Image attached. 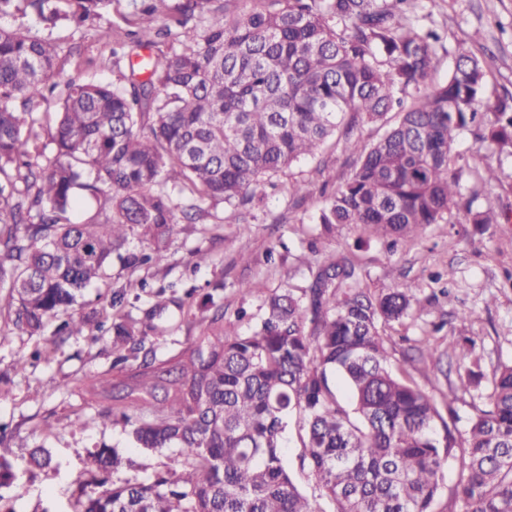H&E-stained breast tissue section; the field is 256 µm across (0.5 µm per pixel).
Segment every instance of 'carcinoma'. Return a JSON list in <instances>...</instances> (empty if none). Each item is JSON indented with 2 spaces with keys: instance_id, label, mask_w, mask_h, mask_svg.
<instances>
[{
  "instance_id": "obj_1",
  "label": "carcinoma",
  "mask_w": 512,
  "mask_h": 512,
  "mask_svg": "<svg viewBox=\"0 0 512 512\" xmlns=\"http://www.w3.org/2000/svg\"><path fill=\"white\" fill-rule=\"evenodd\" d=\"M177 0L163 27L141 10L133 47L163 36L148 74L102 83L53 80L58 46L42 25L97 29L112 0H0V313L5 327L52 338L101 330L83 290L102 279L131 234L154 245L126 257L161 264L180 219L220 203L255 206V191L332 136L357 156L316 223L346 224L373 238L413 237L458 205L455 144L512 146V93L485 99L482 62L463 48L448 79L429 82L439 35L409 22L416 0ZM54 99L53 120L41 111ZM380 125L370 146L355 129ZM211 303L200 336L164 360L145 347L141 322L112 324V381L80 424H120L135 448L167 453L146 479L103 478L80 512H322L282 458L289 420L299 424L300 471L333 512H436L445 466L462 481L450 499L463 512H512V364L493 372L456 434L436 401L389 367L383 329L430 303L395 285L372 293L349 258L314 263L307 286L264 302L250 334L224 335V306ZM451 394L481 387V356ZM350 402L336 393V377ZM106 475L123 458L97 448Z\"/></svg>"
}]
</instances>
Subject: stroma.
I'll use <instances>...</instances> for the list:
<instances>
[{
	"label": "stroma",
	"mask_w": 512,
	"mask_h": 512,
	"mask_svg": "<svg viewBox=\"0 0 512 512\" xmlns=\"http://www.w3.org/2000/svg\"><path fill=\"white\" fill-rule=\"evenodd\" d=\"M140 0H112L107 17L111 43L100 41L94 31L78 32L61 23L50 29L60 48L57 80L94 75L103 82L128 73V61L112 54L113 46L127 42L138 30ZM413 22L436 30L441 40L435 49L432 80L446 81L458 48H467L487 70V98L512 93V0H440L431 6L418 0ZM472 133L458 142L456 164L460 202L473 209L492 210V224H470L464 210H452L442 224H433L417 238L396 241L371 239L358 245L351 227L337 225L324 235L314 214L327 195L350 174V158L343 143L330 140L321 160H305L265 181L258 190L263 201L255 221L242 224L233 208L217 205L197 224L177 225L167 243V261L159 266H127L113 258L98 284L84 292V300L101 307L111 293L128 280L143 281L138 298L128 300L122 314L144 319L157 291L172 303L161 316L150 319L148 342L158 358L179 352L199 336L202 307L207 297L224 305V333L234 336L258 323L265 298L284 288L305 287L315 259L353 256L363 282L380 292L402 282L416 287L431 303L404 324L387 327L384 334L392 352L393 369H407L439 405H452L457 431H465L473 409L470 394L449 401L448 390L464 367L450 344L471 339L482 357L485 375L501 364H512V148H496L478 155ZM497 179L486 182V168ZM302 181L307 191L301 203L288 195L291 183ZM206 252L209 262L196 265L195 251ZM251 284L243 293L241 284ZM193 296V309L182 308ZM248 319L237 320L238 310ZM429 338L443 355L442 365L417 356V339ZM112 336H68L55 346L51 360H39L19 372V355L43 347L44 337L14 330L0 335V456L12 465V483L0 487V512H74L82 487H93L99 477L88 456L101 446L117 449L124 458L118 479L145 478L161 470L163 454L131 446L119 425L75 424L76 414L90 412L99 399L81 393L83 378L112 376ZM47 449L51 466L29 463L32 449Z\"/></svg>",
	"instance_id": "stroma-1"
}]
</instances>
